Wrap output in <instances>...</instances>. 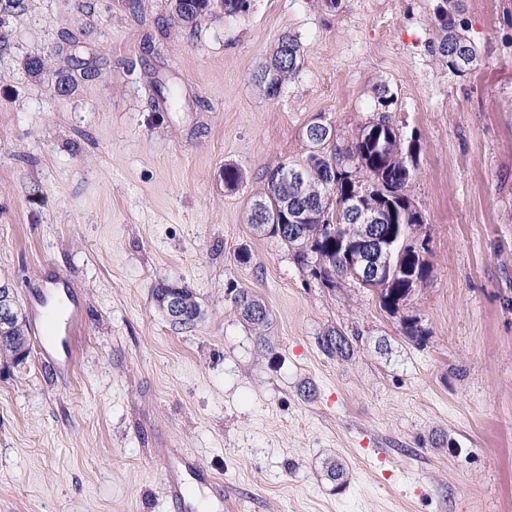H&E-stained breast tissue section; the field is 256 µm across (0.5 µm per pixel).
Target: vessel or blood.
<instances>
[{"mask_svg": "<svg viewBox=\"0 0 512 512\" xmlns=\"http://www.w3.org/2000/svg\"><path fill=\"white\" fill-rule=\"evenodd\" d=\"M35 309V334L40 351L58 361L63 373H70L74 335L80 319L76 305L64 304L59 289L43 288L33 297ZM165 470L171 474L170 498L177 512H193L195 503L187 493L184 482L178 477L180 469H187L196 481L206 485L216 499H223V481L191 460L181 457L164 461Z\"/></svg>", "mask_w": 512, "mask_h": 512, "instance_id": "1", "label": "vessel or blood"}]
</instances>
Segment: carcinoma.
I'll list each match as a JSON object with an SVG mask.
<instances>
[{
  "label": "carcinoma",
  "instance_id": "obj_1",
  "mask_svg": "<svg viewBox=\"0 0 512 512\" xmlns=\"http://www.w3.org/2000/svg\"><path fill=\"white\" fill-rule=\"evenodd\" d=\"M224 5L225 13H233L243 0H191V13L178 16L184 23L195 21L213 3ZM439 10L438 51L448 68L462 71L479 62L474 44L461 34L455 25L452 10L454 0H443ZM68 59L83 66V75L93 78L99 68L86 63L81 57L78 39L66 37ZM301 66L300 45L293 36L281 38L270 61L265 67L278 72L279 84H284ZM332 133L307 139L313 151L300 163L282 162L267 170L266 192L253 205H264L270 211L288 206V210L305 216L298 224H283L275 228L268 224H252L261 233L277 237L294 253L297 263L323 283L333 285L336 280L347 278L362 288L376 293L380 306L395 311L409 295L427 282L429 266L419 248L411 241V227L421 223V216L412 210L407 196L414 174L404 153L402 142L387 115L383 114L364 127L358 138L346 148L345 153L325 155L323 149L330 143ZM350 164L343 163V160ZM302 169L306 173L303 185L291 186L276 181L284 168ZM366 172L371 177L368 193L358 200V206L349 207L353 192L361 189L357 173ZM378 212L383 220L374 223L369 240L357 241L345 247L336 237L335 225L362 224L365 216ZM393 234L386 241L390 254L388 271L380 280L371 281L364 276L356 259L375 247V240ZM234 303L244 321L254 329L267 326L269 312L266 306L241 290L234 296ZM322 350L330 357L345 358L352 345L342 334L329 330L319 339ZM30 326L20 317L13 321L9 334L0 336V360L14 365L23 363L33 350Z\"/></svg>",
  "mask_w": 512,
  "mask_h": 512
}]
</instances>
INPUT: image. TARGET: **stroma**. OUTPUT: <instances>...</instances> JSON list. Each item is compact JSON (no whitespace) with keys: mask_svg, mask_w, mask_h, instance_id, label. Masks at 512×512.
Masks as SVG:
<instances>
[{"mask_svg":"<svg viewBox=\"0 0 512 512\" xmlns=\"http://www.w3.org/2000/svg\"><path fill=\"white\" fill-rule=\"evenodd\" d=\"M26 4L0 20V282L27 310L31 283L63 280L81 318L68 379L37 351L0 365V512H172L173 450L222 477L224 512H512V0H459L481 55L463 72L437 51L442 0H248L190 24L173 0ZM285 34L302 66L269 98L251 75ZM382 114L416 162L430 268L394 311L247 222L311 120L342 150ZM162 281L197 294L192 331L158 311ZM332 329L349 357L320 349ZM234 303L244 321L255 330H260L267 326L269 312L266 306L254 296L250 295L248 291L240 290L234 296Z\"/></svg>","mask_w":512,"mask_h":512,"instance_id":"35a3bbf8","label":"stroma"}]
</instances>
